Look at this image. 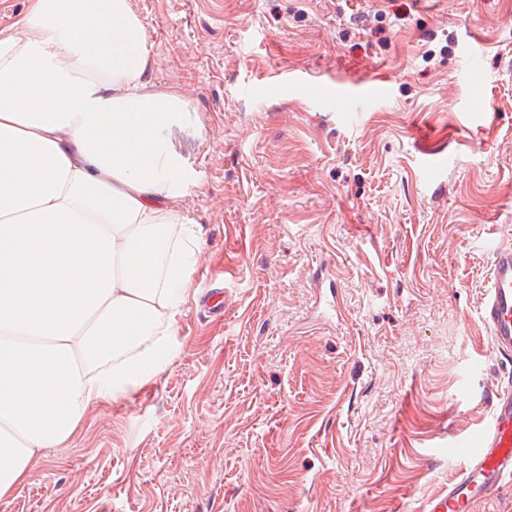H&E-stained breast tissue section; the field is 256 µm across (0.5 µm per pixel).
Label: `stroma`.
Here are the masks:
<instances>
[{"label": "stroma", "mask_w": 512, "mask_h": 512, "mask_svg": "<svg viewBox=\"0 0 512 512\" xmlns=\"http://www.w3.org/2000/svg\"><path fill=\"white\" fill-rule=\"evenodd\" d=\"M131 4L150 87L193 111L160 137L198 270L170 364L0 512H423L512 379L479 318L512 241V0ZM367 81L388 96L325 106Z\"/></svg>", "instance_id": "35a3bbf8"}]
</instances>
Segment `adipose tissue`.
<instances>
[{
    "mask_svg": "<svg viewBox=\"0 0 512 512\" xmlns=\"http://www.w3.org/2000/svg\"><path fill=\"white\" fill-rule=\"evenodd\" d=\"M149 69L131 0H29L0 27V505L170 360L196 235L159 134L191 108Z\"/></svg>",
    "mask_w": 512,
    "mask_h": 512,
    "instance_id": "adipose-tissue-1",
    "label": "adipose tissue"
}]
</instances>
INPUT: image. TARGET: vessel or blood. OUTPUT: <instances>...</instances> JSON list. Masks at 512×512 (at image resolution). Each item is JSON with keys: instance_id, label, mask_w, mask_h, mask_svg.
<instances>
[{"instance_id": "1", "label": "vessel or blood", "mask_w": 512, "mask_h": 512, "mask_svg": "<svg viewBox=\"0 0 512 512\" xmlns=\"http://www.w3.org/2000/svg\"><path fill=\"white\" fill-rule=\"evenodd\" d=\"M488 286L480 319L492 348L503 359H512V243L491 239ZM467 461L448 487L429 498L424 512H471L473 505L502 489L512 487V385L497 388L490 420L471 442L465 443Z\"/></svg>"}]
</instances>
